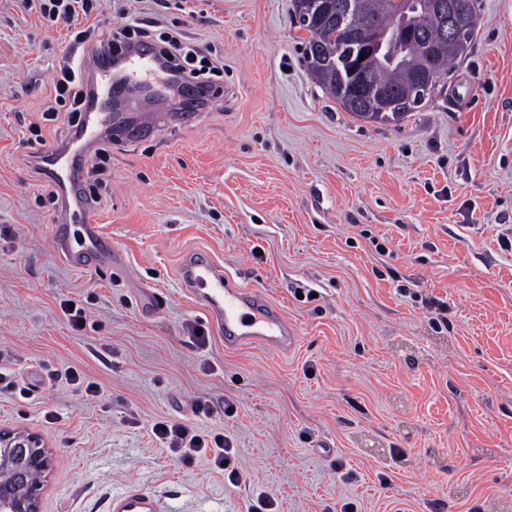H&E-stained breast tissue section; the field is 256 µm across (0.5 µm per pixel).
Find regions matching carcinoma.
Here are the masks:
<instances>
[{"instance_id": "obj_1", "label": "carcinoma", "mask_w": 512, "mask_h": 512, "mask_svg": "<svg viewBox=\"0 0 512 512\" xmlns=\"http://www.w3.org/2000/svg\"><path fill=\"white\" fill-rule=\"evenodd\" d=\"M310 4L307 19L296 22L309 33L304 50L317 51L319 59L305 61L313 80L352 115L366 121L378 123H397L408 113L416 111L417 87L416 72L420 64L435 75L445 79L450 66L463 57V53L448 46V40L441 37V19L435 12L431 0H415L418 3L417 15L427 33V39L433 43V51L427 58L422 56L420 45L409 42L403 50L400 60L390 64L377 54H367L363 60L364 70L376 75L380 83L390 89L394 99L400 102L401 111L382 112L375 100H367L356 105L345 101V94L355 80L353 66L360 55V47L369 44L377 30H388L394 24L395 0H362L363 21L357 28L355 41L336 27L330 11L333 0H306Z\"/></svg>"}]
</instances>
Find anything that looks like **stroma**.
<instances>
[{
	"label": "stroma",
	"instance_id": "1",
	"mask_svg": "<svg viewBox=\"0 0 512 512\" xmlns=\"http://www.w3.org/2000/svg\"><path fill=\"white\" fill-rule=\"evenodd\" d=\"M478 5L443 93L381 124L311 78L292 0H101L112 26L141 13L224 72L196 121L161 117L97 158V218L125 262L74 271L26 144L34 126L68 132L41 113L72 41L0 0V358L27 389L0 392V429L42 440L41 512H106L134 481L166 512H245L260 493L278 512H512V0ZM193 249L277 304L296 349L198 346L207 318L176 278ZM70 367L101 396L75 392ZM160 420L230 437L242 482L171 457Z\"/></svg>",
	"mask_w": 512,
	"mask_h": 512
}]
</instances>
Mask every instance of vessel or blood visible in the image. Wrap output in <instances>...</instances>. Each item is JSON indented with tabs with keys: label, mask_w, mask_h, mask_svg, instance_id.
<instances>
[{
	"label": "vessel or blood",
	"mask_w": 512,
	"mask_h": 512,
	"mask_svg": "<svg viewBox=\"0 0 512 512\" xmlns=\"http://www.w3.org/2000/svg\"><path fill=\"white\" fill-rule=\"evenodd\" d=\"M132 78L161 71L156 51L134 49L126 56ZM91 75L79 123L68 138L35 149L34 160L46 178L59 191L55 211L52 248L68 268L88 270L123 264L122 253L106 240L93 215L94 200L81 184V171L90 151L103 138L112 135V115L106 112L102 92L110 66L104 56L85 58ZM178 280L184 293L205 313L225 348L240 349L252 345L282 353L295 347L297 331L285 313L253 289L234 285L223 265L202 252H187L180 259ZM108 512H162L158 499L139 484H130L113 495Z\"/></svg>",
	"instance_id": "obj_1"
}]
</instances>
